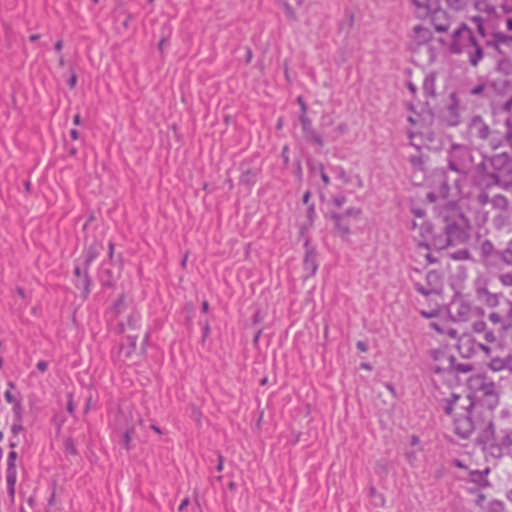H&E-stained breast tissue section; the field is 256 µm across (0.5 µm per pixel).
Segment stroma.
<instances>
[{
	"label": "stroma",
	"instance_id": "35a3bbf8",
	"mask_svg": "<svg viewBox=\"0 0 512 512\" xmlns=\"http://www.w3.org/2000/svg\"><path fill=\"white\" fill-rule=\"evenodd\" d=\"M411 0H0V512H466L410 230Z\"/></svg>",
	"mask_w": 512,
	"mask_h": 512
}]
</instances>
